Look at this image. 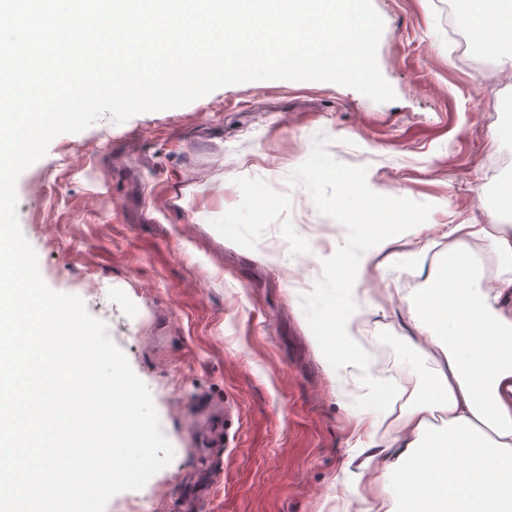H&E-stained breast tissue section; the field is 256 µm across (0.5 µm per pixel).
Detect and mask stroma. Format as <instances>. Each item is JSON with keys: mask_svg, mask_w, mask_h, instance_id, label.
I'll return each mask as SVG.
<instances>
[{"mask_svg": "<svg viewBox=\"0 0 512 512\" xmlns=\"http://www.w3.org/2000/svg\"><path fill=\"white\" fill-rule=\"evenodd\" d=\"M372 4L392 101L323 81L234 84L122 123L101 115L20 174L18 221L44 282L107 325L175 449L151 487L116 494L105 512L144 496L156 512H180L185 481L203 470L200 512H336L352 424L309 338L336 299L290 295L276 261L284 237L248 249L212 222L240 200L237 178L287 182L320 138L334 159L366 167L374 192L432 204L429 223L483 224L477 193H498L495 133L512 124V67L474 109L482 40H451L453 18L476 0ZM394 248L403 281L439 273L430 309L447 319V239L423 260ZM227 412L229 446L207 448Z\"/></svg>", "mask_w": 512, "mask_h": 512, "instance_id": "35a3bbf8", "label": "stroma"}]
</instances>
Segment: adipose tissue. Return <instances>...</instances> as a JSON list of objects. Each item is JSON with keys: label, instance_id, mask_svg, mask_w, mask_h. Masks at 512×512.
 <instances>
[{"label": "adipose tissue", "instance_id": "1", "mask_svg": "<svg viewBox=\"0 0 512 512\" xmlns=\"http://www.w3.org/2000/svg\"><path fill=\"white\" fill-rule=\"evenodd\" d=\"M466 24L488 31L484 44L499 65L512 66V0H478ZM508 167L500 201L486 224H445L448 251L466 256L471 287L452 296L455 317L438 322L429 289L397 277L390 239L336 238L318 255L323 269L354 271L337 289L334 338L313 332L335 395L354 422L353 444L334 489L356 512H512V131L498 135ZM487 247L472 251L471 243ZM377 271L394 289L405 323L390 321L366 285ZM397 345L376 369L363 336ZM408 356L412 370L400 368ZM434 393H427V386ZM483 461L476 495L460 497L447 481Z\"/></svg>", "mask_w": 512, "mask_h": 512}]
</instances>
